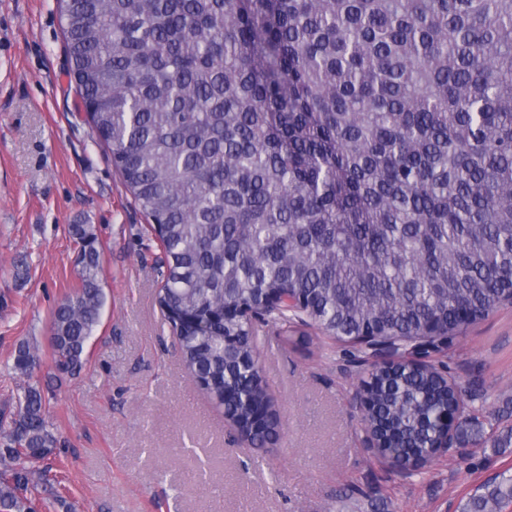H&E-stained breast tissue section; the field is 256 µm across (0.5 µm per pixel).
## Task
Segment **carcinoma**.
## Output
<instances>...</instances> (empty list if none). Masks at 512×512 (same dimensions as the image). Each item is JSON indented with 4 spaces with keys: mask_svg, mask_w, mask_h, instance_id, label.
<instances>
[{
    "mask_svg": "<svg viewBox=\"0 0 512 512\" xmlns=\"http://www.w3.org/2000/svg\"><path fill=\"white\" fill-rule=\"evenodd\" d=\"M69 61L112 162L164 252L159 306L188 373L250 442L279 414L229 298L339 341L402 344L434 321L451 338L512 301V0H59ZM81 288L53 312L59 372L77 374L101 323V250L86 224ZM469 310L461 320L460 308ZM242 339L224 358V337ZM39 362L20 343L13 370ZM238 393L224 405V390ZM364 394L377 442L423 466L434 416L464 405L434 370L377 367ZM271 408L262 431L254 411ZM512 444L480 422L461 439ZM58 440L40 389L0 419V512H37ZM512 473L463 512H500Z\"/></svg>",
    "mask_w": 512,
    "mask_h": 512,
    "instance_id": "1",
    "label": "carcinoma"
}]
</instances>
